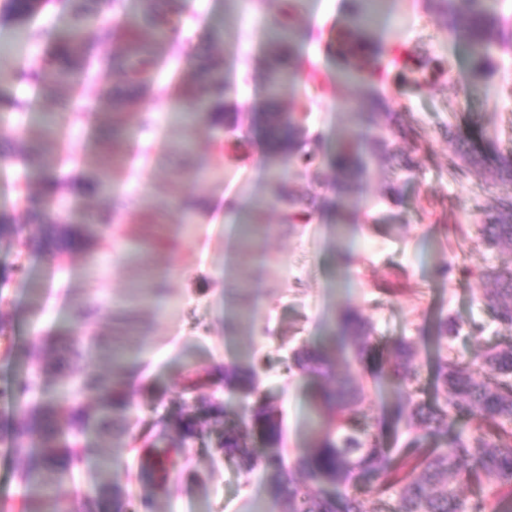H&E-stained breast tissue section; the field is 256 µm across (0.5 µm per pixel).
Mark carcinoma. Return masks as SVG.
<instances>
[{"label":"carcinoma","instance_id":"cac0c4a2","mask_svg":"<svg viewBox=\"0 0 512 512\" xmlns=\"http://www.w3.org/2000/svg\"><path fill=\"white\" fill-rule=\"evenodd\" d=\"M427 11L448 32V37L463 42L469 50L473 73L486 77L492 70L498 51L512 42L506 33L502 15L495 0H425ZM39 7L36 0H5V11L13 19L25 22ZM96 13L75 10V25L63 34L53 36L48 59L23 77L53 85H69L80 72L86 57L85 45L78 37L82 28L92 22ZM173 21L148 10L143 25L126 32L127 44L120 66L134 91L112 97V110L123 112L130 107L137 89L145 86L144 76L150 70L155 43L171 30ZM369 0H350L348 22L336 32V53L340 74L337 81L366 87L360 109L363 121L374 124L389 103L374 89V83L387 65V55L375 43ZM310 32L293 25L279 24L266 38L267 84L263 123L268 138L267 157L271 166L268 179L273 199H257L248 208L244 220L245 234L251 235L259 224L267 205L279 204L282 224H295L313 208L312 200L297 195L288 185L292 163L307 169L317 156L296 148L304 129L295 116L284 110L281 95L285 85L297 75L300 64L296 50ZM402 76L416 88L427 83L434 66L414 50L406 51ZM228 85L219 75V62L207 59L197 68L193 86L181 95L180 118L186 123L207 120L220 124L226 119ZM372 158L396 156L397 149L383 137L361 142L347 135L339 144L334 166L336 183L342 194L359 192L362 170L361 153ZM483 156L464 147L448 158V168L478 171ZM50 233L64 247L70 248L88 237L86 228L70 224L49 226ZM483 239L490 245L512 250V195L499 198L494 214L482 225ZM495 282L484 296L494 319L509 335L489 347L480 369L454 356L448 338L457 332L455 324L437 318L433 334L418 343L396 338L379 351L374 343L372 325L353 307H341L334 318L332 351L301 345L292 353L291 368L303 373H317L333 358L351 351V363L365 370L373 366L376 376L404 400L393 412L396 423L409 430L423 432L431 440L428 448H408L396 453L381 446L378 435L358 406L367 392L351 373L336 375L316 393V418L309 433L307 448L287 461L280 448L281 430L272 418L270 405L256 396V372L231 365L224 367V386L240 393L243 403L235 425L224 423V439L216 453L236 459L250 470L262 467L271 477L274 501H283L282 512H486V493L503 494L512 503V271L489 273ZM425 350L432 364L434 398H419L420 350ZM37 376L18 383L14 399L19 409L20 424L13 429L15 440L24 442L21 452L26 465L20 480L25 489V512H43L48 494L74 480L82 459L79 437L94 426L104 432L112 430L114 417L129 406L126 396L86 371L80 377L85 389L102 391V403L94 413L80 402L81 391L71 390L55 400L30 403L28 397ZM255 400H250V397ZM65 416L72 441L60 439L54 427L56 415ZM473 415L482 417L483 425L468 436L451 435L457 422ZM200 418L194 408L185 407L173 423L182 436H192ZM259 434L268 445L260 453L249 439ZM362 477L378 480L374 487V504L370 509L356 493H346L336 503L333 490L348 488ZM112 480V465H104L95 479L84 507L99 512V500ZM475 486L481 494L475 498L462 496L461 486Z\"/></svg>","mask_w":512,"mask_h":512}]
</instances>
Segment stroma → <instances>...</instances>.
Masks as SVG:
<instances>
[{
  "label": "stroma",
  "mask_w": 512,
  "mask_h": 512,
  "mask_svg": "<svg viewBox=\"0 0 512 512\" xmlns=\"http://www.w3.org/2000/svg\"><path fill=\"white\" fill-rule=\"evenodd\" d=\"M229 15V0H184L171 39L157 50L149 90L124 117L121 158L98 136L113 123L111 99L123 84L112 69L82 82V101L92 113L60 116L49 150L41 146V115L69 99L71 87L16 81L0 97V150L12 157L0 166V217L19 230L0 238V321L6 325L0 347L14 346L10 358L0 357V429L7 432L14 420L5 394L28 367L40 373L43 399L58 396L83 367L124 390L130 402L111 432L93 427L84 434L79 482L60 489L74 502L91 491L99 461L115 458L122 465L112 484L130 512H254L268 475L214 454L225 419L237 418L243 400L209 375L227 364L254 366L259 393L281 421L282 446L296 453L306 443L322 379L290 369V356L300 345L322 344L344 305L359 310L383 343L419 340L435 317H448L459 327L453 352L473 365L504 334L482 299L493 286L487 272L512 270V251L482 244L479 228L512 188L499 180L494 163L459 177L448 158L461 139L491 156L512 154V50L496 56L489 78L474 79L464 44L449 39L421 0H386L374 27L379 44L398 51L421 47L443 70L413 90L399 69H388L376 88L406 109L368 125L348 107L361 100V89L336 80L332 48L346 21L343 0H302L295 22L311 37L298 46L303 69L282 101L303 117L305 143L320 153L310 170H290L291 181L317 206L296 224L279 223L277 209L266 208L260 233L246 246L215 201L230 192L246 205L268 195V166L254 159L259 124L250 105L266 95V61L263 36L236 28ZM217 27L219 39L212 36ZM18 28L0 12V47H11L14 66L27 67L43 59L49 45L15 43ZM202 57L221 64L235 127L167 120ZM346 131L389 139L412 158V172L398 176L394 161H369L360 191L338 197L332 161ZM186 140L188 155L180 149ZM33 148L38 165L60 182L57 223L85 225L108 214L111 238L44 252L46 227L29 215L43 188L38 180L19 179L16 162ZM102 172L109 193L86 196L84 180ZM393 179L400 187L395 201L385 196ZM187 197L203 201L189 227L179 207ZM339 207L353 213L354 223H337ZM345 252L357 257L347 268L339 260ZM475 323L481 334H472ZM116 343L132 352L120 373L109 357ZM355 378L370 388L360 409L381 426V441L403 447L411 432L387 423L398 397L373 388L368 372ZM188 397L203 408L220 402L227 414L205 422L189 447L170 450L169 478L161 486L148 443L166 446L159 434ZM23 466L13 440L0 438V512H23Z\"/></svg>",
  "instance_id": "1"
}]
</instances>
